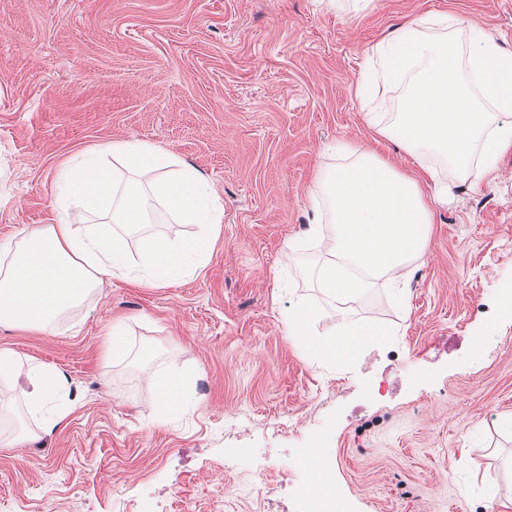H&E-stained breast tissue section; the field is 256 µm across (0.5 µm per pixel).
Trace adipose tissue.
<instances>
[{"mask_svg": "<svg viewBox=\"0 0 512 512\" xmlns=\"http://www.w3.org/2000/svg\"><path fill=\"white\" fill-rule=\"evenodd\" d=\"M356 93L384 102L404 84L406 98L393 118L367 113L375 134L400 144L418 162L419 178L357 145L340 149L336 165L316 180L307 236L329 259L316 271L325 302L345 304L375 281H397L424 256L437 206L452 184L477 185L512 152V50L484 26L423 15L396 26L372 48ZM54 223L19 231L0 243V324L48 330L91 302L102 278L145 280L165 286L209 262L224 204L191 164L148 143L118 141L85 150L56 178ZM155 224H196L200 230L169 239ZM141 237L142 263L129 260L128 238ZM322 305L300 301L289 309L292 336L307 337L313 358L350 360L382 327H339L335 337L309 338ZM25 378L28 414L51 432L70 414L62 403L67 381L56 369L22 363L0 350V381Z\"/></svg>", "mask_w": 512, "mask_h": 512, "instance_id": "ef3b65f1", "label": "adipose tissue"}]
</instances>
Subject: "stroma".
I'll list each match as a JSON object with an SVG mask.
<instances>
[{
	"label": "stroma",
	"instance_id": "obj_1",
	"mask_svg": "<svg viewBox=\"0 0 512 512\" xmlns=\"http://www.w3.org/2000/svg\"><path fill=\"white\" fill-rule=\"evenodd\" d=\"M426 14L484 24L512 50V0H0V242L53 223L61 164L115 141L171 150L224 201L194 274L104 279L67 327L0 325V349L63 372L74 404L21 442L0 386V512H306L309 450L349 512H512V153L437 209L406 301L379 284L311 326L388 336L314 364L283 320L320 298L306 269L324 254L305 229L325 147L418 170L367 126L355 88L372 47ZM116 323L122 359L107 352ZM184 368L188 408L160 418L147 372Z\"/></svg>",
	"mask_w": 512,
	"mask_h": 512
}]
</instances>
